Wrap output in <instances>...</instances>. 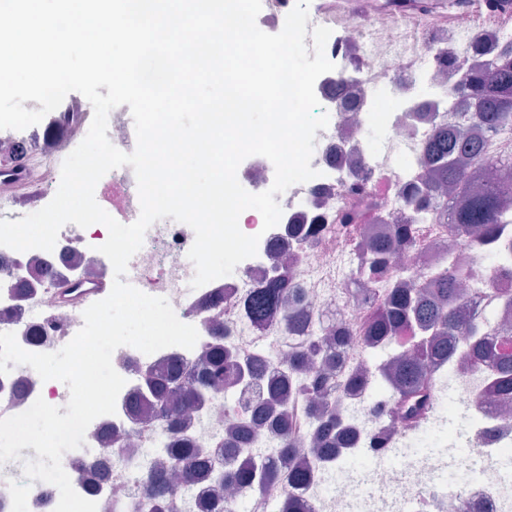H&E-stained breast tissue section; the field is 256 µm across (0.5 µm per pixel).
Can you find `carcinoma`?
Returning <instances> with one entry per match:
<instances>
[{
	"label": "carcinoma",
	"mask_w": 512,
	"mask_h": 512,
	"mask_svg": "<svg viewBox=\"0 0 512 512\" xmlns=\"http://www.w3.org/2000/svg\"><path fill=\"white\" fill-rule=\"evenodd\" d=\"M451 94L457 98L458 123L439 129L427 144V176L404 194L402 214L394 217L386 230L370 243L358 248L356 281L372 285L382 276H388V296L370 302L361 336L394 338L404 331L411 333L408 341L412 355L406 356L401 351L403 343L395 340L380 367L381 373H389L386 382L393 405L376 433L378 437L387 434L395 421L403 428H415L432 412L437 392L436 382L432 380L433 367L460 356L461 351L455 345L458 336L464 340L471 359L490 358L496 362L500 371L496 393L505 400L512 397V353L504 350L502 343L485 327L465 316L466 296L458 288L461 271L442 267L428 284L419 285L395 265L400 250L415 244V225L430 223L435 213L444 216L457 235L467 236L478 227L485 240L496 235L498 225L512 222V188L472 177L474 171L497 162L489 150L490 136L512 129V37L504 38L499 55L484 70L460 68ZM371 213L370 209L354 206L344 210L337 223L361 224ZM291 299L299 301L296 290L288 287L285 270L253 292L247 313L260 325ZM331 357L328 339L320 338L292 354L286 371L305 376L314 362L324 365ZM259 374L258 366L243 365L229 350L217 346L205 356L196 376L183 379L170 375L164 382L148 377L146 386L158 416L177 441L184 409L201 407L210 391L226 380L234 383L243 378L256 379ZM317 393L314 379L302 385L285 376L270 384L255 415L270 427L286 432L289 399ZM313 422L319 459L336 457V444L349 440L342 416L329 406ZM295 453L296 449L286 445L277 462L262 456L241 455L222 467H215L195 448L169 449L172 467L180 470L184 478L206 472L218 489L235 486L252 494L261 492L266 482L280 476L290 486L303 481L308 469L292 464ZM172 492L164 467L147 475L143 498L150 512H177Z\"/></svg>",
	"instance_id": "carcinoma-1"
}]
</instances>
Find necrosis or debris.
<instances>
[{
	"instance_id": "4bbe7bcc",
	"label": "necrosis or debris",
	"mask_w": 512,
	"mask_h": 512,
	"mask_svg": "<svg viewBox=\"0 0 512 512\" xmlns=\"http://www.w3.org/2000/svg\"><path fill=\"white\" fill-rule=\"evenodd\" d=\"M385 11L379 0H367L359 18L339 25L323 0H310L308 24L331 28L325 53L335 65L314 86L320 111L329 115L327 127L316 132L311 160L319 175L286 190L280 198L282 216L271 229H264L257 210L242 212L241 231L260 237L254 257L232 274L190 289L186 273L192 228L168 217L147 230L128 270L142 292L166 298L179 320L195 326L199 339L191 349L171 346L149 355L131 346L115 350L112 364L125 380L116 412L92 421L82 447L62 458L74 490L96 502L98 512H108L116 499H130L172 445L144 391V375L164 376L176 369L190 377L205 351L222 340L236 358L261 363V380L236 384L228 393L217 391L186 419V433L195 445L218 451L232 427L248 419L267 379L284 372L288 353L338 328L355 333L363 322L364 308L346 291L355 285L356 245L377 228L353 224L340 233L336 217L363 197L384 214L401 211L403 190L426 173L425 147L435 126L457 119L448 98L458 78L457 64L480 68L487 48L501 42L504 33L482 25L452 29L433 13L412 31L386 19ZM92 115L90 102L71 93L39 124L0 133L11 144L10 150L0 149V219H20L52 200L61 178L55 164L83 139ZM19 157L43 162L37 189L27 196L18 194L10 175ZM95 195L120 223L138 219L131 166L110 171ZM415 237L402 267L420 283L448 259L470 269L465 281L469 315L478 323L494 320L497 335L511 336L512 305L500 290L512 285V224L501 225L497 240L484 248L455 235L443 221L417 225ZM107 238L104 225L67 224L50 252L0 246V333H14L19 346L31 353L65 346L81 329L83 311L58 303L55 286L65 280L93 286L108 279L113 266L98 250ZM284 268L301 290L302 316L291 321L280 313L255 325L247 317L252 291ZM382 348L379 342L356 340L339 353L328 398L338 404L350 442L337 451L335 462L312 464L308 481L293 491L281 483L266 484L263 499L279 505L291 496L303 512H512V416H500L485 400L495 374L491 360L447 368L453 393L439 405L445 412L465 409L471 435L467 452L444 455V431L435 441L436 455L394 458L385 447L363 452L365 439L378 430L392 405L390 392L372 379ZM69 397L65 383L42 381L26 365L0 375V419L26 411L39 398L62 407ZM343 464L349 465V474L336 479V468Z\"/></svg>"
}]
</instances>
